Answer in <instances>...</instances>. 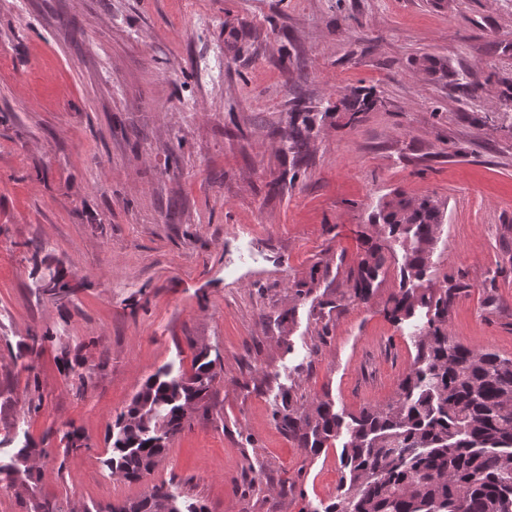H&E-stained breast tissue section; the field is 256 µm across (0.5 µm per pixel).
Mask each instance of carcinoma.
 I'll return each mask as SVG.
<instances>
[{"label":"carcinoma","instance_id":"carcinoma-1","mask_svg":"<svg viewBox=\"0 0 512 512\" xmlns=\"http://www.w3.org/2000/svg\"><path fill=\"white\" fill-rule=\"evenodd\" d=\"M416 63L428 74L447 73L434 56ZM310 131L308 119H292L282 141L291 153L305 156ZM371 221L379 241L350 269L354 297L370 298L398 245L399 290L387 312L398 322L424 308L425 321L411 336L415 355L390 401L351 414L330 400L298 405L286 398L275 412L282 430L313 457L347 437L336 496L312 512H512V358L449 335L448 315L467 285L448 276L442 288L425 285L442 206L396 192ZM193 369L188 377L158 370L117 414L108 434L112 455L105 460L111 473L136 481L154 469L183 430L184 408L204 402L217 377L205 349L195 355ZM45 456L46 449L27 443L9 465H0V476L13 484L21 472L30 478L29 462ZM108 512H205V506L183 510L161 484Z\"/></svg>","mask_w":512,"mask_h":512}]
</instances>
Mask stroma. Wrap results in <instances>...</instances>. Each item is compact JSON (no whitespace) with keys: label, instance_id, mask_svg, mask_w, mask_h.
Returning <instances> with one entry per match:
<instances>
[{"label":"stroma","instance_id":"obj_1","mask_svg":"<svg viewBox=\"0 0 512 512\" xmlns=\"http://www.w3.org/2000/svg\"><path fill=\"white\" fill-rule=\"evenodd\" d=\"M508 41L512 0H0V459L48 451L34 480L0 483V512H98L161 483L206 512L329 502L339 447L308 456L273 412L394 397L416 325L384 311L401 260L366 301L347 273L397 191L444 210L430 277L469 286L449 334L511 358ZM423 54L473 94L418 70ZM359 89L379 105L347 111ZM298 100L300 161L281 140ZM59 265L64 308L40 289ZM202 348L207 409L151 474H111L116 415ZM72 427L87 448L66 451Z\"/></svg>","mask_w":512,"mask_h":512}]
</instances>
